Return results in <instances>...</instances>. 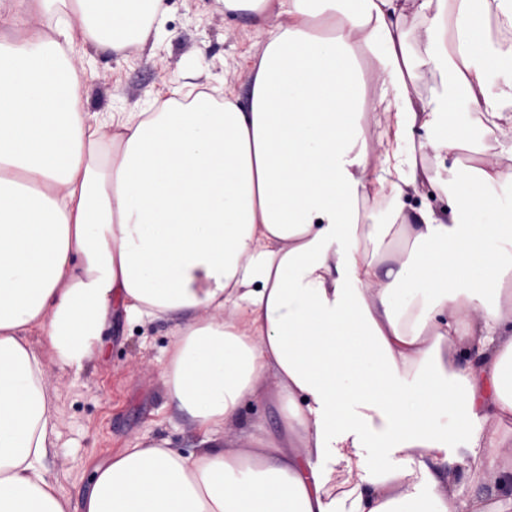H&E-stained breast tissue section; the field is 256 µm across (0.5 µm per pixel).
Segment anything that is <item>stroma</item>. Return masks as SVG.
I'll list each match as a JSON object with an SVG mask.
<instances>
[{
	"label": "stroma",
	"mask_w": 512,
	"mask_h": 512,
	"mask_svg": "<svg viewBox=\"0 0 512 512\" xmlns=\"http://www.w3.org/2000/svg\"><path fill=\"white\" fill-rule=\"evenodd\" d=\"M164 34L153 50L117 53L76 44L75 60L88 112L148 108L153 93L175 81L220 88L247 102V54L265 39L252 19L225 11L222 0H161ZM165 318L143 324L115 314L101 342L81 366L59 369L44 362V382L56 397L57 431L41 462L68 512H83L95 466L137 443L168 440L191 456L201 434L167 393L165 368L175 342ZM458 499L512 496V473H486L480 481L466 474L468 449L449 452Z\"/></svg>",
	"instance_id": "1"
}]
</instances>
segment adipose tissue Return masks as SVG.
Masks as SVG:
<instances>
[{"mask_svg": "<svg viewBox=\"0 0 512 512\" xmlns=\"http://www.w3.org/2000/svg\"><path fill=\"white\" fill-rule=\"evenodd\" d=\"M39 3L66 24L0 54V512H68L30 334L77 366L119 310L179 320L166 385L203 449H125L84 512H512L434 467L512 472V0H224L267 34L248 104L93 114L74 36L143 46L154 0ZM466 136L501 160L447 166ZM248 400L282 433L226 442Z\"/></svg>", "mask_w": 512, "mask_h": 512, "instance_id": "1", "label": "adipose tissue"}]
</instances>
